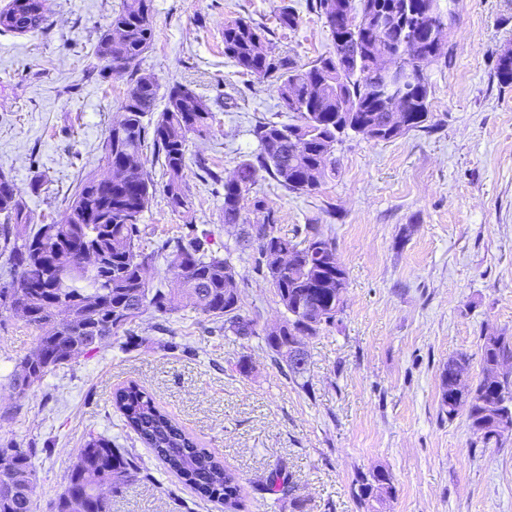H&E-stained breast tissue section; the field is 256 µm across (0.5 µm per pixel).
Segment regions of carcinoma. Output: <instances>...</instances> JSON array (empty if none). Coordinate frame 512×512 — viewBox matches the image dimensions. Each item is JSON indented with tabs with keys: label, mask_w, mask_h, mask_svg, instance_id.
<instances>
[{
	"label": "carcinoma",
	"mask_w": 512,
	"mask_h": 512,
	"mask_svg": "<svg viewBox=\"0 0 512 512\" xmlns=\"http://www.w3.org/2000/svg\"><path fill=\"white\" fill-rule=\"evenodd\" d=\"M312 8L325 19L336 55L320 58L307 67L272 56L265 31L243 19L224 23V56L244 71L273 79L279 106L298 115V122L258 123L253 134L258 150L243 161L233 176L224 180V223L242 221L245 196L265 171L288 191L304 194L317 190L328 172L336 169L333 148L339 135L374 130L370 140L397 138L390 132V103L385 78L378 72L383 51L407 52L403 62L413 66L432 52H444L449 32L440 33L434 44L433 27L440 22V0H312ZM153 0H122L107 28L98 36L95 55L103 70H112L117 60L138 62L154 43ZM389 14L393 27L380 29L373 18ZM13 14L14 24L0 20L8 31L22 27L35 32L46 27L45 10L24 12L10 0L0 14ZM495 76L502 85H512V57L497 56ZM431 87L423 79L403 91L411 116L410 128L426 129L432 121ZM159 85L153 75L130 71L128 94L121 118L112 123L101 146L99 167L82 176L67 199L66 215L59 224H41L26 230L25 206L13 179L0 174V258L11 281L0 284V313L18 314L36 330L34 350L15 359L7 375L10 387L23 397L44 377L68 363L71 353L84 355L127 331V326L145 314L166 315L192 309L236 336L258 335L255 321L240 313L238 272L225 257L206 250L205 241L191 231L161 243L168 272L178 288L165 291L146 281V267L153 254L139 250V221L156 191L152 176L140 164L143 150L151 147L161 161L165 177L163 193L174 212H191L184 170L190 137L210 135L214 112L191 87L177 83L165 95V107L157 111ZM157 114L153 128L144 118ZM253 209L262 215L254 224L242 226L240 237L257 243L255 268L274 290L287 318L265 331L266 346L288 357L289 346L315 336L336 321L343 310L341 296L347 275L336 267L333 241L319 232L300 245L275 231V217L263 201L254 199ZM286 249L292 262L281 266L276 254ZM56 306L75 311V318L58 322ZM482 375L469 386L470 399L454 398V385L467 369L464 358H452L441 372V411L448 419L466 411L469 426L487 446L503 445L501 434L491 435L482 424L490 405H512V391L501 395L489 377V366L502 358L512 359V336L494 333L480 336ZM113 404L125 424L147 444L168 469L194 488L201 499L224 501L228 512L241 506L239 478L215 455L199 446L156 403L142 385L131 381L115 390ZM34 451L10 443L0 448V512H37ZM137 472L134 457L112 447V440L94 432L79 449L78 462L67 475L63 492L53 512H110L105 487L118 494ZM388 472L360 473L353 483V496L362 508L371 507L391 493Z\"/></svg>",
	"instance_id": "1"
}]
</instances>
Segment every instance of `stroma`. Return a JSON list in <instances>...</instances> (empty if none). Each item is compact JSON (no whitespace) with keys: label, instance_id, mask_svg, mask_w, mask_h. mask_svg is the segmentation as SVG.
Segmentation results:
<instances>
[{"label":"stroma","instance_id":"35a3bbf8","mask_svg":"<svg viewBox=\"0 0 512 512\" xmlns=\"http://www.w3.org/2000/svg\"><path fill=\"white\" fill-rule=\"evenodd\" d=\"M121 0H45L48 26L0 29V170L21 191L29 225L61 221L79 176L93 170L121 111L127 74H106L97 38ZM155 41L139 59L160 89L191 85L216 115L214 131L191 138L185 182L190 214L156 193L139 222V245L206 233L240 278L241 313L258 333L242 338L184 308L133 323L130 334L78 356L18 398L7 374L34 347L22 318H0V444L34 448L37 512H52L89 432L131 452L136 478L111 512H224L171 473L112 406L117 387L144 385L157 404L235 471L242 512H362L358 473L387 471L393 490L372 512H512V438L483 446L465 414L447 418L440 374L449 358L481 373L479 337L512 335V86L494 60L512 46V0H455L447 61L426 69L432 125L390 142L340 136L336 172L310 194L288 192L259 173L254 195L293 241L316 225L333 238L347 272L335 325L307 339L308 388L291 380L260 335L285 313L224 223V190L257 149L258 122L288 123L270 80L224 55V23L265 30L272 54L304 65L335 44L310 0H153ZM290 7L296 29L280 27ZM40 192H32L36 178ZM250 363L240 372V359ZM277 493H269L271 477Z\"/></svg>","mask_w":512,"mask_h":512}]
</instances>
